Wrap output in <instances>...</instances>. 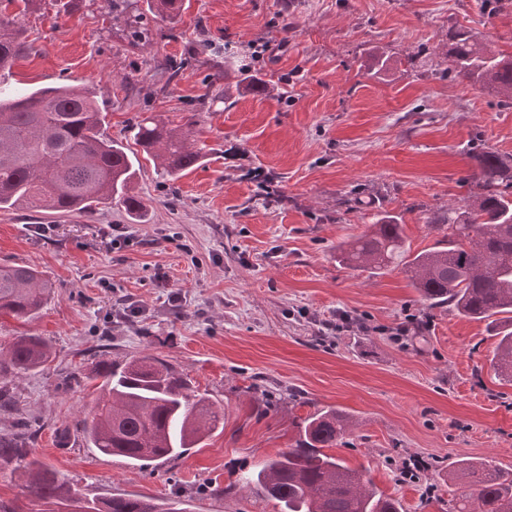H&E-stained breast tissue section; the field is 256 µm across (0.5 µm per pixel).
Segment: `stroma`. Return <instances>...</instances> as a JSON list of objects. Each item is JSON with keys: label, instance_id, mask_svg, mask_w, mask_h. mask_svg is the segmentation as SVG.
Listing matches in <instances>:
<instances>
[{"label": "stroma", "instance_id": "stroma-1", "mask_svg": "<svg viewBox=\"0 0 512 512\" xmlns=\"http://www.w3.org/2000/svg\"><path fill=\"white\" fill-rule=\"evenodd\" d=\"M31 46L0 81L11 96L90 86L104 131L139 162L121 206L93 215L0 211V264L42 271L56 288L38 316L0 318V344L43 337V371L0 377V437L87 498L178 499L187 512H281L243 476L293 443L314 408L356 427L334 453L407 512H448L468 486L461 459L512 468V383L495 378L486 324L427 310L402 267L373 276L341 266L339 242L401 217L407 248L435 246L433 214L463 205L477 171L469 147L512 160V105L449 81L448 26L512 52V10L483 0H186L176 23L128 0H15ZM141 15L151 40L135 42ZM210 46L179 78L170 66ZM278 44L253 56L255 43ZM383 51L384 65L373 54ZM269 90L246 91L242 70ZM191 126L206 157L171 178L133 138L142 118ZM50 225L46 236L36 225ZM132 245L108 250L101 227ZM157 356L224 410V429L180 459L132 464L89 448L75 424L100 394L102 361Z\"/></svg>", "mask_w": 512, "mask_h": 512}]
</instances>
